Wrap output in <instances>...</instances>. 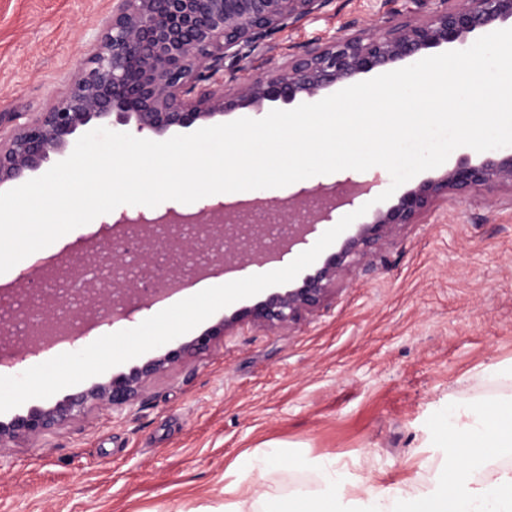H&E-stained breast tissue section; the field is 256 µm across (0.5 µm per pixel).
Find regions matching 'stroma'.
I'll return each mask as SVG.
<instances>
[{"label": "stroma", "mask_w": 512, "mask_h": 512, "mask_svg": "<svg viewBox=\"0 0 512 512\" xmlns=\"http://www.w3.org/2000/svg\"><path fill=\"white\" fill-rule=\"evenodd\" d=\"M113 0H0V113L15 123L44 111L85 62ZM439 0H332L239 64V82L266 61L284 63L314 40L347 34L353 21L417 19ZM352 181L369 195L316 224L295 255L354 207L391 184L382 167L317 175L261 190L283 203ZM229 202L121 205L0 274L16 286L122 218L193 215ZM512 394V191L436 199L356 256L315 311L288 327L237 325L211 351L152 380L124 409H90L35 440L0 448V512H213L231 481H251L248 461L278 445L298 468L271 467L283 491L312 483L336 459L348 481L430 487L443 454L434 435L449 397L481 404Z\"/></svg>", "instance_id": "35a3bbf8"}]
</instances>
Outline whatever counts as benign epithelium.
Wrapping results in <instances>:
<instances>
[{
  "instance_id": "obj_1",
  "label": "benign epithelium",
  "mask_w": 512,
  "mask_h": 512,
  "mask_svg": "<svg viewBox=\"0 0 512 512\" xmlns=\"http://www.w3.org/2000/svg\"><path fill=\"white\" fill-rule=\"evenodd\" d=\"M440 9L424 19L386 27L354 22V33L302 47L288 62H269L248 83H237V67L251 51L276 32L322 12L330 0H115L112 17L94 52L47 109L0 137V186L18 182L39 169L53 154L70 149L76 134L91 125H130L144 137L172 128L190 127L238 109L262 112L269 102L313 99L331 86H347L362 74L407 60L414 64L430 50L491 33L512 24V0H439ZM512 189V153L488 156L478 163L459 161L404 192L396 204L375 208L356 225L338 250L308 274L300 285L274 292L252 306L234 311L199 335L125 374L99 382L62 400L36 407L8 422L0 421V447L37 438L90 408L131 406L145 385L173 366L212 349L230 329L242 323L285 326L318 308L348 259L385 235L396 224H412L437 198L466 192ZM343 194L312 211L307 200L273 204L256 199L251 206L219 213L202 209L194 216L175 211L145 223L126 219L114 232L89 241L74 254L41 269L39 304L25 305L0 296V362L35 352L61 335L78 339L69 326L98 324L110 309L125 315L131 303L144 301L138 281L164 256L175 272L205 276L211 267L231 270L267 258L265 239L242 241L237 219L245 212H276L288 219L278 249L289 250L319 221L323 210L339 208L369 191L360 184L342 186ZM137 239L142 262L136 270L110 276L101 286L72 300L58 288V272L81 273L91 261L118 264L127 243Z\"/></svg>"
}]
</instances>
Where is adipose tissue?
<instances>
[{
	"label": "adipose tissue",
	"mask_w": 512,
	"mask_h": 512,
	"mask_svg": "<svg viewBox=\"0 0 512 512\" xmlns=\"http://www.w3.org/2000/svg\"><path fill=\"white\" fill-rule=\"evenodd\" d=\"M440 428L444 455L437 469L442 480L452 479V494L439 484L421 489L373 481L351 491L335 461L327 460L310 492H244L230 482L222 512H512V468L501 464L512 455V397L475 406L449 401Z\"/></svg>",
	"instance_id": "1"
}]
</instances>
